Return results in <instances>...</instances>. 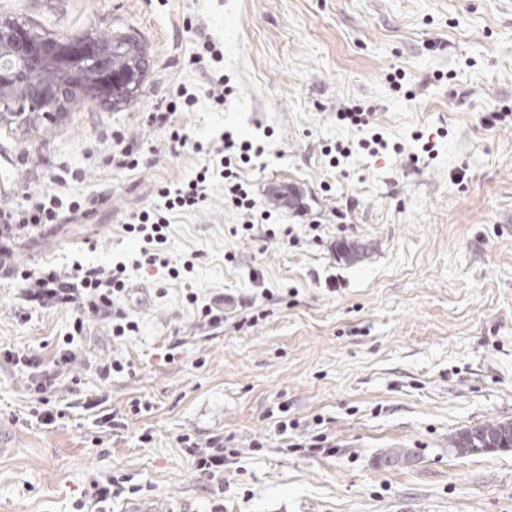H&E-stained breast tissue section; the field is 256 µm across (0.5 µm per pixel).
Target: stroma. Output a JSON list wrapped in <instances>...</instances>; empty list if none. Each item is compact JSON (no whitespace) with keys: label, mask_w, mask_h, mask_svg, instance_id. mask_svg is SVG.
Listing matches in <instances>:
<instances>
[{"label":"stroma","mask_w":512,"mask_h":512,"mask_svg":"<svg viewBox=\"0 0 512 512\" xmlns=\"http://www.w3.org/2000/svg\"><path fill=\"white\" fill-rule=\"evenodd\" d=\"M1 21L122 32L148 69L121 109L88 99L41 131H0V205L65 170L81 178L62 200L93 201L21 242L14 264L122 263L146 296L124 304L132 335L87 320L46 425L11 357L52 361L74 313L0 278V512H78L90 482L110 476L125 487L110 512H512V449L450 445L512 422V120L482 121L512 110V0H0ZM207 41L222 61L191 64ZM220 75L235 92L218 111ZM180 84L198 103L174 115L192 139L174 151L151 114ZM350 104L371 112L368 127L337 122ZM227 130L264 147L242 176L271 219L214 186L171 219L164 254L180 276L137 268L124 222L156 185L192 179L194 143L219 146ZM375 134L388 147L372 155L360 143ZM118 138L137 168L112 166ZM337 143L350 154L335 166L324 151ZM189 292L243 306L207 327ZM116 360L123 371L100 380ZM280 405L295 424L284 435ZM183 435L203 448L221 435L240 454L213 479Z\"/></svg>","instance_id":"stroma-1"}]
</instances>
